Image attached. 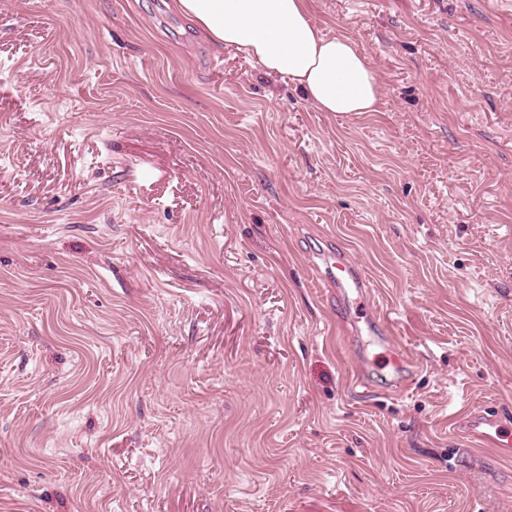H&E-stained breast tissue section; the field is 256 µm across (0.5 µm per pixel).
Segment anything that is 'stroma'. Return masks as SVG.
Returning <instances> with one entry per match:
<instances>
[{
  "label": "stroma",
  "mask_w": 512,
  "mask_h": 512,
  "mask_svg": "<svg viewBox=\"0 0 512 512\" xmlns=\"http://www.w3.org/2000/svg\"><path fill=\"white\" fill-rule=\"evenodd\" d=\"M307 5L377 111L171 0H0V512H512L461 425L512 427V6ZM328 269L330 280L336 284V288L348 301V292H355L358 296L367 297L370 292V284L362 275L358 266H356L347 253L330 252L321 257ZM364 318V325L366 329L373 336H383L381 338L382 341H386V343L395 350L396 355L393 359L392 370L399 377H405V368L406 366V358L404 353L401 350H398L392 341L389 339V331H390V322L385 316H377L373 313L371 317L361 316L358 319Z\"/></svg>",
  "instance_id": "1"
}]
</instances>
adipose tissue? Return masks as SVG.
Listing matches in <instances>:
<instances>
[{"mask_svg": "<svg viewBox=\"0 0 512 512\" xmlns=\"http://www.w3.org/2000/svg\"><path fill=\"white\" fill-rule=\"evenodd\" d=\"M215 46L244 51L266 74L287 78L322 112H374L377 74L346 36L313 23L306 0H174Z\"/></svg>", "mask_w": 512, "mask_h": 512, "instance_id": "ef3b65f1", "label": "adipose tissue"}]
</instances>
